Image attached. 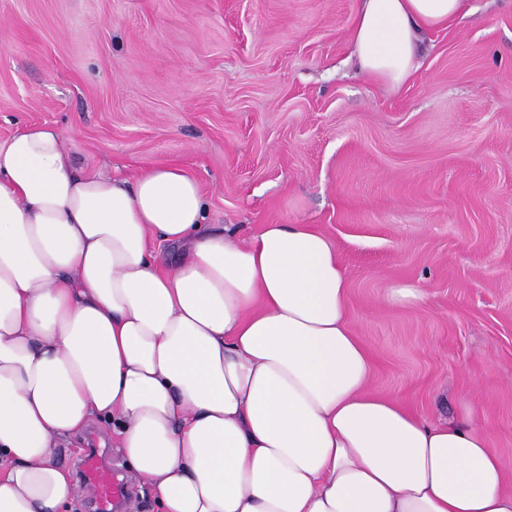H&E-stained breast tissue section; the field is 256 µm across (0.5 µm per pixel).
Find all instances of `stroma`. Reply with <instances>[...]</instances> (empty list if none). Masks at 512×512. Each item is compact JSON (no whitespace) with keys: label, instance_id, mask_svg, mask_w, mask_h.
Returning a JSON list of instances; mask_svg holds the SVG:
<instances>
[{"label":"stroma","instance_id":"obj_1","mask_svg":"<svg viewBox=\"0 0 512 512\" xmlns=\"http://www.w3.org/2000/svg\"><path fill=\"white\" fill-rule=\"evenodd\" d=\"M470 4L394 87L350 59L355 0H0V143L48 123L85 172L181 166L242 237L317 226L369 391L474 407L512 472V0Z\"/></svg>","mask_w":512,"mask_h":512}]
</instances>
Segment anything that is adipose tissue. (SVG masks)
Returning <instances> with one entry per match:
<instances>
[{
  "label": "adipose tissue",
  "mask_w": 512,
  "mask_h": 512,
  "mask_svg": "<svg viewBox=\"0 0 512 512\" xmlns=\"http://www.w3.org/2000/svg\"><path fill=\"white\" fill-rule=\"evenodd\" d=\"M470 11L355 0L352 53L401 85ZM207 220L179 166L82 173L51 125L0 143V512H68L57 449L97 420L160 512H512L475 412L430 424L369 393L327 234Z\"/></svg>",
  "instance_id": "adipose-tissue-1"
}]
</instances>
